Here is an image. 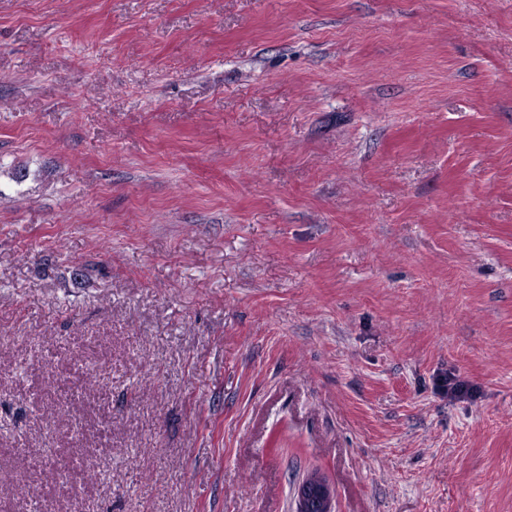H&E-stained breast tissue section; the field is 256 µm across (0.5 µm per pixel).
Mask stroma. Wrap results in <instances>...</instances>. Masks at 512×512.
I'll return each mask as SVG.
<instances>
[{"mask_svg":"<svg viewBox=\"0 0 512 512\" xmlns=\"http://www.w3.org/2000/svg\"><path fill=\"white\" fill-rule=\"evenodd\" d=\"M311 468L512 512V0H0V512Z\"/></svg>","mask_w":512,"mask_h":512,"instance_id":"stroma-1","label":"stroma"}]
</instances>
